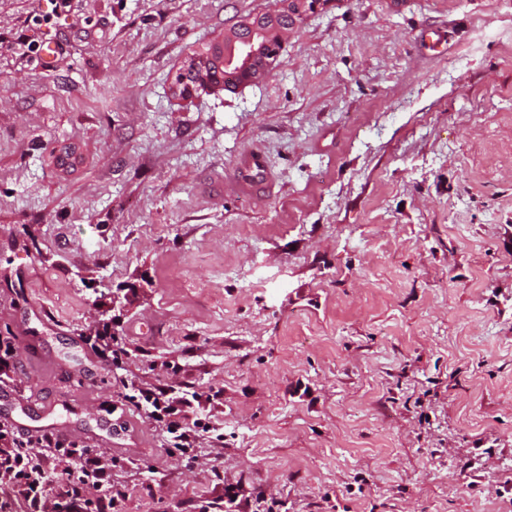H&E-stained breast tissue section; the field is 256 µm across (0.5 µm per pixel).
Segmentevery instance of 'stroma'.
Listing matches in <instances>:
<instances>
[{"instance_id": "1", "label": "stroma", "mask_w": 512, "mask_h": 512, "mask_svg": "<svg viewBox=\"0 0 512 512\" xmlns=\"http://www.w3.org/2000/svg\"><path fill=\"white\" fill-rule=\"evenodd\" d=\"M282 7L0 0L14 387L124 512H512V0H315L266 79L179 94ZM128 375L223 444L167 447ZM238 174L244 187L251 190L259 189L266 175L263 157L253 153L244 156L238 166Z\"/></svg>"}]
</instances>
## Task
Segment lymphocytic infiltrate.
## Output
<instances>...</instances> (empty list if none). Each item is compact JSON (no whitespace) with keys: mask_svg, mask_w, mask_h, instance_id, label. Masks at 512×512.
I'll list each match as a JSON object with an SVG mask.
<instances>
[{"mask_svg":"<svg viewBox=\"0 0 512 512\" xmlns=\"http://www.w3.org/2000/svg\"><path fill=\"white\" fill-rule=\"evenodd\" d=\"M126 387L134 408L146 419L164 423L169 444L181 452L193 451L206 438L222 440V433L205 419L184 422L189 398L142 388L132 380ZM55 483L62 486L60 501L51 504L55 512H121L123 494L113 489L112 466L101 454L51 432L24 439L0 424V486L17 490L36 512H43Z\"/></svg>","mask_w":512,"mask_h":512,"instance_id":"obj_1","label":"lymphocytic infiltrate"}]
</instances>
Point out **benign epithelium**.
I'll return each mask as SVG.
<instances>
[{
	"instance_id": "1",
	"label": "benign epithelium",
	"mask_w": 512,
	"mask_h": 512,
	"mask_svg": "<svg viewBox=\"0 0 512 512\" xmlns=\"http://www.w3.org/2000/svg\"><path fill=\"white\" fill-rule=\"evenodd\" d=\"M282 10L256 16L249 21L224 31V37L212 53L194 58L192 74L197 76L196 88L209 90V71L212 63L234 70L238 80L248 83L263 76L270 60L276 55L277 46L288 38L292 26L287 19L300 16L307 0H284Z\"/></svg>"
}]
</instances>
